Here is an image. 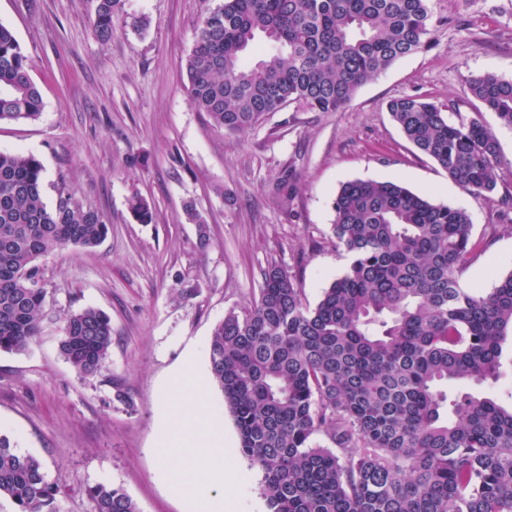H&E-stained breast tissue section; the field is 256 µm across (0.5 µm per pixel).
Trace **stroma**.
Segmentation results:
<instances>
[{
  "label": "stroma",
  "mask_w": 512,
  "mask_h": 512,
  "mask_svg": "<svg viewBox=\"0 0 512 512\" xmlns=\"http://www.w3.org/2000/svg\"><path fill=\"white\" fill-rule=\"evenodd\" d=\"M218 2L121 0L102 41L92 27L97 0H0V24L20 43L43 101L39 119L0 126V151L41 161L47 205L66 190L109 226L94 249L41 259L40 333L25 352L0 353V435L42 461L62 490L61 512H91L87 489L99 483L122 488L139 512H191L170 483V470L183 468L195 496L224 493L235 512H268L223 392L195 373L209 368L214 326L258 297L265 269L296 275L311 304L343 274L349 260L328 238L343 183L398 180L464 208L484 245L460 274L465 286L486 292L512 272V129L467 94L476 75L512 79V0H430L428 46L367 81L346 107H289L238 134L213 127L186 90L197 25ZM140 18L142 30L133 26ZM403 96L455 103L496 132L503 166L491 197L464 191L404 138L387 109ZM135 194L153 223L131 215ZM189 202L202 225L187 220ZM89 306L111 317L112 348L84 380L58 345L63 314ZM190 401L224 431L230 489L166 453L164 440L188 431L178 413Z\"/></svg>",
  "instance_id": "stroma-1"
}]
</instances>
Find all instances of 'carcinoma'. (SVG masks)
Returning <instances> with one entry per match:
<instances>
[{
	"instance_id": "carcinoma-1",
	"label": "carcinoma",
	"mask_w": 512,
	"mask_h": 512,
	"mask_svg": "<svg viewBox=\"0 0 512 512\" xmlns=\"http://www.w3.org/2000/svg\"><path fill=\"white\" fill-rule=\"evenodd\" d=\"M121 0H98L93 29L112 37ZM429 0H222L205 13L186 63L187 91L213 125L238 132L295 104L336 112L368 80L429 41ZM263 37L276 52L245 67ZM467 94L512 128V80L472 78ZM43 103L27 57L0 24V124L35 121ZM419 96L389 103L394 123L465 191L490 197L503 165L495 132ZM43 167L0 152V352L21 353L41 329L38 260L90 249L102 214L61 189L42 198ZM129 209L153 213L139 195ZM330 239L349 265L306 303L296 277L271 266L259 296L213 329L209 364L245 457L262 473L269 512H512V404L469 390L502 372L512 337V272L488 292L459 275L482 250L462 208L393 180H353L333 201ZM112 347V322L86 307L64 317L59 352L90 379ZM322 435L327 445L313 441ZM42 461L0 436V499L17 512H60ZM92 512H138L121 488L87 490Z\"/></svg>"
}]
</instances>
